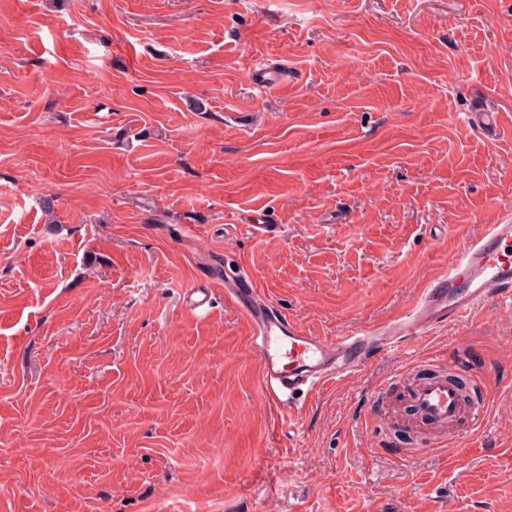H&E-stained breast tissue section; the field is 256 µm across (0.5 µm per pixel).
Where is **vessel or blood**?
Listing matches in <instances>:
<instances>
[{
	"instance_id": "1",
	"label": "vessel or blood",
	"mask_w": 512,
	"mask_h": 512,
	"mask_svg": "<svg viewBox=\"0 0 512 512\" xmlns=\"http://www.w3.org/2000/svg\"><path fill=\"white\" fill-rule=\"evenodd\" d=\"M248 79L258 88L271 89L284 82L285 73L263 64ZM224 295L252 322L251 344L267 398L315 396L328 384L356 373L370 350H392L489 302L511 300L512 223L480 225L466 246L450 257L446 269L422 288L407 314L349 336L328 337L300 328L258 289L244 287L232 277L224 281ZM402 396L417 421L447 432L452 443L474 435L488 412L487 401L464 397L442 374L404 386Z\"/></svg>"
}]
</instances>
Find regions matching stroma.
I'll return each instance as SVG.
<instances>
[{"label": "stroma", "instance_id": "35a3bbf8", "mask_svg": "<svg viewBox=\"0 0 512 512\" xmlns=\"http://www.w3.org/2000/svg\"><path fill=\"white\" fill-rule=\"evenodd\" d=\"M509 222L512 0H0V512H512V302L412 341L490 398L420 451L372 411L403 355L293 426L224 299L345 335ZM284 70L275 65H259L250 71L248 80L261 89H271L286 81Z\"/></svg>", "mask_w": 512, "mask_h": 512}]
</instances>
